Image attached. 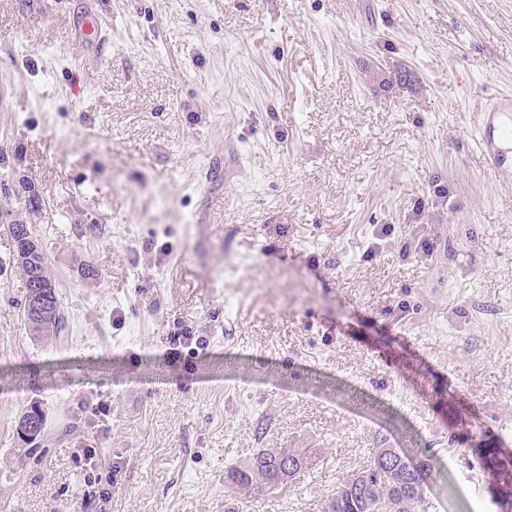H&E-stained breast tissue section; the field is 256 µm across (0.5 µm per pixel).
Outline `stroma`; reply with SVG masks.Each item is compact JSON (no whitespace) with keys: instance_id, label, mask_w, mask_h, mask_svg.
Segmentation results:
<instances>
[{"instance_id":"1","label":"stroma","mask_w":512,"mask_h":512,"mask_svg":"<svg viewBox=\"0 0 512 512\" xmlns=\"http://www.w3.org/2000/svg\"><path fill=\"white\" fill-rule=\"evenodd\" d=\"M79 6L0 0V512H225L258 448L310 463L248 512H323L382 443L436 512H502L512 187L473 119L512 91V0H97L101 61ZM79 27V41L82 46L87 49H98L103 47L105 41L104 23L98 14L92 10L87 9L83 12L80 20L77 21ZM3 229L12 241L14 260L18 263L19 259V262L22 263L30 260V255L36 263L33 264L31 261H26L22 266L18 263L24 275L26 288L22 302L25 324L35 340L51 341L56 339L64 327L61 302L51 269L41 247L39 246V253L30 252L33 248L31 241L33 240L38 244V239L33 234L32 225L5 224ZM25 253L29 255L25 257L23 255ZM39 300L42 301L40 304L47 311L46 315L42 316L40 321H37L33 317V312Z\"/></svg>"}]
</instances>
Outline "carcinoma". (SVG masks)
<instances>
[{"label": "carcinoma", "instance_id": "cac0c4a2", "mask_svg": "<svg viewBox=\"0 0 512 512\" xmlns=\"http://www.w3.org/2000/svg\"><path fill=\"white\" fill-rule=\"evenodd\" d=\"M5 233L13 244L14 256L29 254L33 261L21 266L26 293L22 312L34 339L51 341L59 337L64 327L61 302L47 258L42 252L33 253L35 239L30 224H5ZM34 423L22 436L39 438L44 432V413L37 405L24 412ZM387 448L369 449L366 464L358 471L342 476L336 489L326 500L324 512H422L423 486L429 475L426 463L421 470L406 472L384 463ZM500 456L496 474L505 485V496L512 499V454L497 451ZM307 464L299 448H259L247 460L233 465L224 473V486L229 492L227 512H242L244 496L259 489L284 487Z\"/></svg>", "mask_w": 512, "mask_h": 512}]
</instances>
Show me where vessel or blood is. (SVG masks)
<instances>
[{
	"label": "vessel or blood",
	"mask_w": 512,
	"mask_h": 512,
	"mask_svg": "<svg viewBox=\"0 0 512 512\" xmlns=\"http://www.w3.org/2000/svg\"><path fill=\"white\" fill-rule=\"evenodd\" d=\"M79 40L85 49L102 48L103 22L94 10H86L78 22ZM476 142L484 168L499 184H512V92L488 99L474 120Z\"/></svg>",
	"instance_id": "b4317fda"
}]
</instances>
